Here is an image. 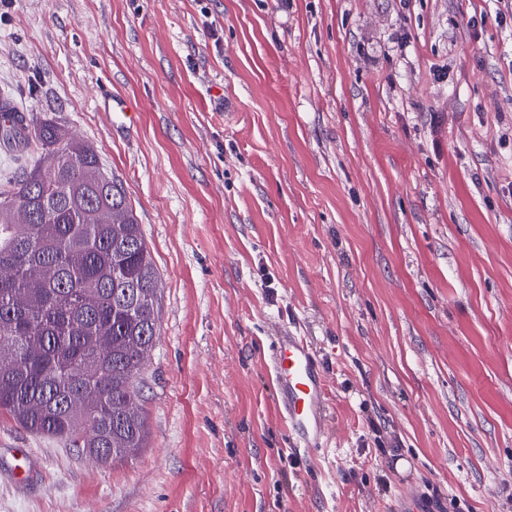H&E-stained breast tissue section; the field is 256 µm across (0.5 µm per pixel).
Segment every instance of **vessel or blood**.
I'll return each instance as SVG.
<instances>
[{"mask_svg":"<svg viewBox=\"0 0 512 512\" xmlns=\"http://www.w3.org/2000/svg\"><path fill=\"white\" fill-rule=\"evenodd\" d=\"M269 371L289 446H322L327 439V385L312 345L288 327H277Z\"/></svg>","mask_w":512,"mask_h":512,"instance_id":"b4317fda","label":"vessel or blood"}]
</instances>
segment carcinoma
<instances>
[{
    "instance_id": "obj_1",
    "label": "carcinoma",
    "mask_w": 512,
    "mask_h": 512,
    "mask_svg": "<svg viewBox=\"0 0 512 512\" xmlns=\"http://www.w3.org/2000/svg\"><path fill=\"white\" fill-rule=\"evenodd\" d=\"M27 132L45 160L0 187V413L120 463L145 447L159 272L95 150L51 120Z\"/></svg>"
}]
</instances>
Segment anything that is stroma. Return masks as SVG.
<instances>
[{
  "label": "stroma",
  "instance_id": "obj_1",
  "mask_svg": "<svg viewBox=\"0 0 512 512\" xmlns=\"http://www.w3.org/2000/svg\"><path fill=\"white\" fill-rule=\"evenodd\" d=\"M2 94L121 180L160 297L145 448L0 416V512H512L502 0H0ZM279 325L327 380L304 456ZM268 367L289 446L298 452L319 448L327 439V385L312 345L281 325Z\"/></svg>",
  "mask_w": 512,
  "mask_h": 512
}]
</instances>
